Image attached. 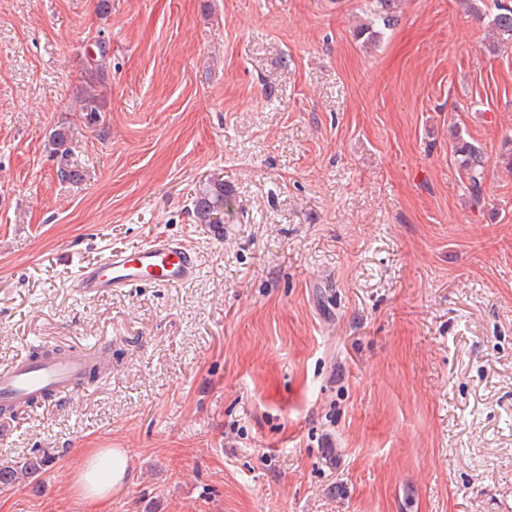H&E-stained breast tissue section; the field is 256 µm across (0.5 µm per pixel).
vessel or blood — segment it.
I'll list each match as a JSON object with an SVG mask.
<instances>
[{
	"label": "vessel or blood",
	"mask_w": 512,
	"mask_h": 512,
	"mask_svg": "<svg viewBox=\"0 0 512 512\" xmlns=\"http://www.w3.org/2000/svg\"><path fill=\"white\" fill-rule=\"evenodd\" d=\"M198 257L181 239L163 234L109 251L97 263L78 267L73 284L86 297L123 292L140 284L176 287L198 274ZM90 354L62 349L41 359L22 357L0 370V409L16 412L55 398L78 394Z\"/></svg>",
	"instance_id": "obj_1"
}]
</instances>
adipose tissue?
Returning a JSON list of instances; mask_svg holds the SVG:
<instances>
[{
	"mask_svg": "<svg viewBox=\"0 0 512 512\" xmlns=\"http://www.w3.org/2000/svg\"><path fill=\"white\" fill-rule=\"evenodd\" d=\"M128 479V457L122 448H80L76 451L73 491L87 512H102Z\"/></svg>",
	"mask_w": 512,
	"mask_h": 512,
	"instance_id": "obj_1",
	"label": "adipose tissue"
}]
</instances>
